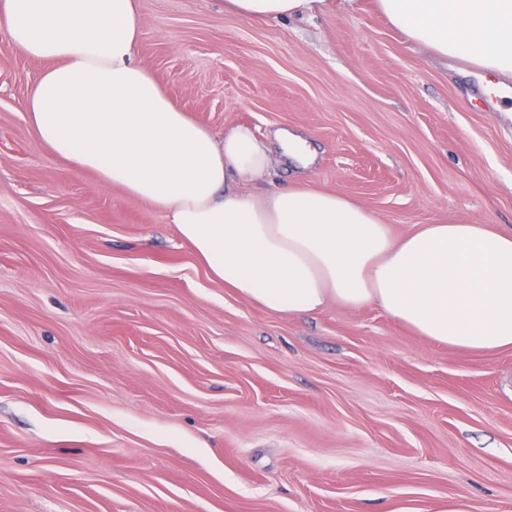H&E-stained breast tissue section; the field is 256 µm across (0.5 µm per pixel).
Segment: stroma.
<instances>
[{"label":"stroma","instance_id":"obj_1","mask_svg":"<svg viewBox=\"0 0 512 512\" xmlns=\"http://www.w3.org/2000/svg\"><path fill=\"white\" fill-rule=\"evenodd\" d=\"M138 4L156 80L268 145L252 193L303 181L396 239L512 230V99L374 0L266 22ZM43 68L0 31V512H512V348L252 304L162 212L47 151L25 109Z\"/></svg>","mask_w":512,"mask_h":512}]
</instances>
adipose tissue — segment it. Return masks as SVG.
Segmentation results:
<instances>
[{
  "label": "adipose tissue",
  "instance_id": "1",
  "mask_svg": "<svg viewBox=\"0 0 512 512\" xmlns=\"http://www.w3.org/2000/svg\"><path fill=\"white\" fill-rule=\"evenodd\" d=\"M325 0H226L270 20ZM389 23L445 58L512 80V0H376ZM11 50L44 61L26 112L52 155L161 211L212 277L282 315L328 302L381 308L418 335L479 351L512 347V231L468 219L393 238L380 217L308 185L248 186L269 148L237 125L216 137L137 59V0H0Z\"/></svg>",
  "mask_w": 512,
  "mask_h": 512
}]
</instances>
